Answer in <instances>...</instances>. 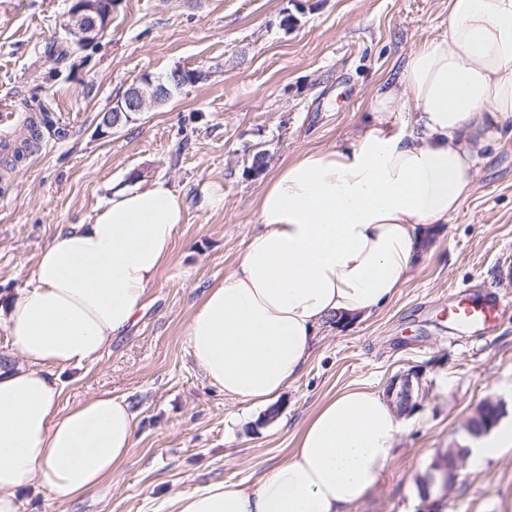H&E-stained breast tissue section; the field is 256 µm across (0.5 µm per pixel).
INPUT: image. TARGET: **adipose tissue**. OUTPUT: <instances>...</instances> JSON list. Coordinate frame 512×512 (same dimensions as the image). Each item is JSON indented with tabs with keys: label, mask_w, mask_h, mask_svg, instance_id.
<instances>
[{
	"label": "adipose tissue",
	"mask_w": 512,
	"mask_h": 512,
	"mask_svg": "<svg viewBox=\"0 0 512 512\" xmlns=\"http://www.w3.org/2000/svg\"><path fill=\"white\" fill-rule=\"evenodd\" d=\"M405 106L409 132L371 127L347 147L303 152L266 184L260 228L186 327L194 363L226 398L269 408L302 373L323 327L370 316L403 287L471 196L480 154L512 120V0H448V30L411 50L368 109ZM181 195L164 180L113 189L90 223L60 229L10 300L18 364L0 363V512L32 488L67 499L115 476L135 415L109 393L60 407L59 376L98 361L148 306ZM404 421L385 393L325 399L258 486L179 492L175 512H348L395 456ZM471 464L512 452V419L466 438Z\"/></svg>",
	"instance_id": "ef3b65f1"
}]
</instances>
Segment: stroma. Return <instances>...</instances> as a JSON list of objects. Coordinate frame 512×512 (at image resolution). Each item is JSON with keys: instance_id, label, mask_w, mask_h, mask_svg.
I'll return each mask as SVG.
<instances>
[{"instance_id": "obj_1", "label": "stroma", "mask_w": 512, "mask_h": 512, "mask_svg": "<svg viewBox=\"0 0 512 512\" xmlns=\"http://www.w3.org/2000/svg\"><path fill=\"white\" fill-rule=\"evenodd\" d=\"M71 0H0V142L20 138L39 103L54 127L0 173V305L32 275L42 249L90 221L113 185L162 178L185 217L149 304L95 363L61 375L62 408L109 393L135 413L133 446L115 478L70 500L22 494L20 512H167L177 492L212 482L256 485L283 463L329 396L385 390L421 372L395 460L348 512H407L436 457L461 446L476 405L501 400L512 417V122L491 139L475 189L435 227L401 292L370 317L323 328L276 420L225 398L193 362L186 326L202 293L223 282L259 227L266 183L296 155L355 142L375 125L369 98L396 81L411 49L448 28V0H114L112 25L85 47L65 32ZM68 47L65 59L50 45ZM182 68L198 82L111 133L101 115L141 77ZM266 165L252 170V156ZM220 185V206L203 203ZM500 303L485 331L448 317L453 296ZM448 512H512V453L463 463Z\"/></svg>"}]
</instances>
